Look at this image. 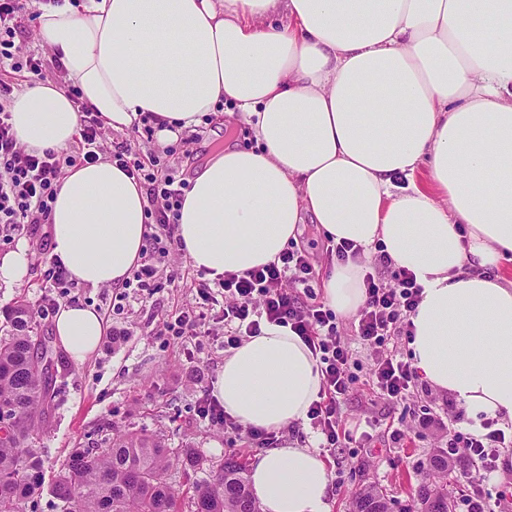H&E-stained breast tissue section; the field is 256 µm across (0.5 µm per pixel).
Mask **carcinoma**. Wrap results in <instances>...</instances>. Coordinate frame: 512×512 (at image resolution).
<instances>
[{"mask_svg": "<svg viewBox=\"0 0 512 512\" xmlns=\"http://www.w3.org/2000/svg\"><path fill=\"white\" fill-rule=\"evenodd\" d=\"M9 334L0 336V410L11 422L0 426V512H25V503L43 489L44 460L32 448L48 424L55 390L51 337L20 296L7 313ZM195 468L185 450L171 456L165 439L141 431L118 430L99 448H76L60 470L53 493L66 512H179V496L167 481L175 465ZM432 477L418 484L406 512H448V449L429 459ZM190 512H260L249 489L246 464L230 454L224 465L194 487ZM351 512H394V503L375 485L360 488Z\"/></svg>", "mask_w": 512, "mask_h": 512, "instance_id": "1", "label": "carcinoma"}]
</instances>
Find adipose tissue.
<instances>
[{
  "label": "adipose tissue",
  "instance_id": "1",
  "mask_svg": "<svg viewBox=\"0 0 512 512\" xmlns=\"http://www.w3.org/2000/svg\"><path fill=\"white\" fill-rule=\"evenodd\" d=\"M37 35L81 99L116 131L140 113L159 141L234 105L255 147L225 143L186 191L176 235L214 279L276 261L311 222L333 241L382 242L423 286L412 362L467 418L512 425V0H84L40 6ZM11 123L27 151L69 146L79 114L37 81ZM427 170V186L414 175ZM146 190L116 163L71 169L50 216V254L84 285L121 287L141 256ZM325 299L365 300L358 263L331 265ZM107 330L84 304L54 332L84 363ZM319 362L267 325L224 357L214 393L248 429L306 421ZM261 512H330L328 464L307 445L256 454Z\"/></svg>",
  "mask_w": 512,
  "mask_h": 512
}]
</instances>
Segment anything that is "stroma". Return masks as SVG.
Listing matches in <instances>:
<instances>
[{
  "mask_svg": "<svg viewBox=\"0 0 512 512\" xmlns=\"http://www.w3.org/2000/svg\"><path fill=\"white\" fill-rule=\"evenodd\" d=\"M223 139V124L204 117L194 130L184 131L169 163L181 169L187 159L202 162ZM22 241L29 246L28 273L13 286L0 284V335L7 331V309L21 295L33 305L47 298L60 305L83 303L102 313L111 312L110 324L119 332L115 338L103 336L85 363L73 362L66 352L58 354L57 394L49 426L33 443L46 461V482H53L72 449L99 447L110 430L128 427L163 433L168 448L176 452L189 448L199 456L198 469L175 468L169 474L185 501L194 486L223 463L225 455L253 459L254 449L243 447L236 432L211 425L197 414L200 400L212 393L224 366L223 323H211L210 335L186 348L168 343L162 335L168 314L194 306V289L131 287L119 301L112 288L78 283L58 288L48 276L50 249L42 235L0 233V254ZM445 400V394L426 385L407 408H396L376 397L369 386L358 385L344 408L348 426L375 419L381 426L373 430L365 447L339 448L328 454L331 512H350L354 492L371 483L399 507L410 504L433 449L454 423L455 411ZM394 429L400 432V441L392 440Z\"/></svg>",
  "mask_w": 512,
  "mask_h": 512,
  "instance_id": "1",
  "label": "stroma"
}]
</instances>
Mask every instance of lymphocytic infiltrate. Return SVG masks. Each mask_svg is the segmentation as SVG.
I'll list each match as a JSON object with an SVG mask.
<instances>
[{"mask_svg":"<svg viewBox=\"0 0 512 512\" xmlns=\"http://www.w3.org/2000/svg\"><path fill=\"white\" fill-rule=\"evenodd\" d=\"M29 0H0V72L26 74L28 81L42 79L45 59L42 52L21 51L15 43L30 16ZM13 89L0 81V231L37 233L50 221L53 204L65 168L96 162L104 148V126L99 117L81 101L73 86L66 92L80 114L79 137L71 152L46 149L27 152L18 142L11 124L8 103ZM114 162L135 175L149 200V232L143 258L134 268L137 287L151 288L179 281L181 272L157 265L161 250V230L177 223L185 192L190 183L184 174L161 164L158 158L141 160L130 150L115 152ZM374 270L363 276L366 301L354 319L361 348L373 352L369 386L389 404L400 405L414 393L419 375L411 357L400 352L401 341L410 339V317L422 297L423 287L411 271L393 267L384 251H377ZM392 267L391 277H382L380 268ZM314 267L305 252L288 248L277 262L243 273H225L216 280H199L198 303L172 312L164 323V333L174 343L185 344L208 336L206 307L219 306L224 324V345L234 348L247 336L261 333L262 324L291 327L320 359L322 390L319 401L308 410L314 429L320 430L325 448H344L356 441H370L364 431L347 428L343 407L359 381L357 361L351 346L340 335L335 312L319 302L312 288ZM464 414L455 417L444 443L455 460L461 478L474 490L466 502L467 512H500V503L488 500L481 485L496 472L505 449L512 447V435L497 428L495 419H483L480 431L462 429Z\"/></svg>","mask_w":512,"mask_h":512,"instance_id":"lymphocytic-infiltrate-1","label":"lymphocytic infiltrate"}]
</instances>
